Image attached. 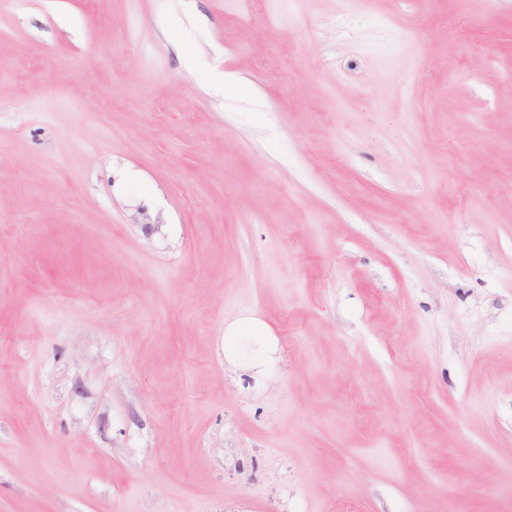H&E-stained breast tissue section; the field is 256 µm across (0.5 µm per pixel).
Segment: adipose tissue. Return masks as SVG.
<instances>
[{"label":"adipose tissue","instance_id":"ef3b65f1","mask_svg":"<svg viewBox=\"0 0 512 512\" xmlns=\"http://www.w3.org/2000/svg\"><path fill=\"white\" fill-rule=\"evenodd\" d=\"M224 356L238 370L262 375L266 363L278 350L269 326L257 318L244 317L224 331Z\"/></svg>","mask_w":512,"mask_h":512}]
</instances>
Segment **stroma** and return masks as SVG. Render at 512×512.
<instances>
[{
    "label": "stroma",
    "instance_id": "1",
    "mask_svg": "<svg viewBox=\"0 0 512 512\" xmlns=\"http://www.w3.org/2000/svg\"><path fill=\"white\" fill-rule=\"evenodd\" d=\"M362 9L0 0V512H512V0ZM224 357L238 370H254L252 378H258L264 372V366L278 351V341L269 326L257 318L243 317L224 329ZM246 339L251 343L253 358L243 359L238 341ZM227 343V346H226Z\"/></svg>",
    "mask_w": 512,
    "mask_h": 512
}]
</instances>
